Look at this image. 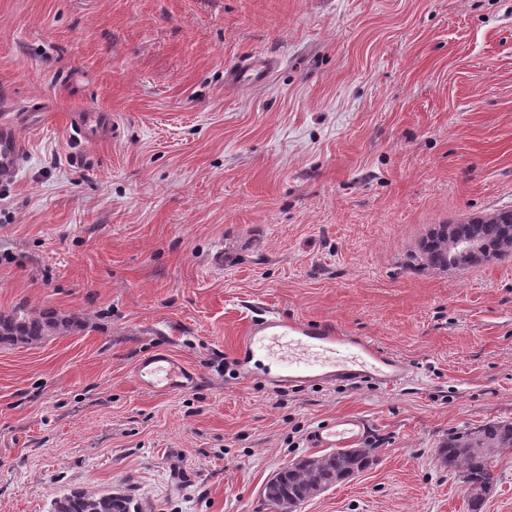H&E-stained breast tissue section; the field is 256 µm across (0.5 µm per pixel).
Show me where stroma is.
Instances as JSON below:
<instances>
[{"instance_id":"obj_1","label":"stroma","mask_w":512,"mask_h":512,"mask_svg":"<svg viewBox=\"0 0 512 512\" xmlns=\"http://www.w3.org/2000/svg\"><path fill=\"white\" fill-rule=\"evenodd\" d=\"M273 68L232 87L246 56ZM110 111L93 146L69 116ZM0 311L85 329L0 344V512L73 490L152 512H267L263 484L337 416L367 470L298 512H469L449 433L512 423V256L419 270L441 224L512 208V0H0ZM410 365L387 388L238 366L251 307ZM165 350L199 376L135 378ZM25 146L15 122L0 119V176L10 177L19 169ZM139 384L153 392H183L193 389L198 375L165 351H158L137 366Z\"/></svg>"}]
</instances>
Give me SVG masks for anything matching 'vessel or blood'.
<instances>
[{
  "instance_id": "b4317fda",
  "label": "vessel or blood",
  "mask_w": 512,
  "mask_h": 512,
  "mask_svg": "<svg viewBox=\"0 0 512 512\" xmlns=\"http://www.w3.org/2000/svg\"><path fill=\"white\" fill-rule=\"evenodd\" d=\"M271 69L268 60L254 56L238 61L226 73L231 84L264 81ZM90 143L112 139V115L87 109L70 115ZM25 146L15 122L0 119V176L10 177L19 169ZM236 352L241 360L266 358L275 372L272 382L302 385L308 382L341 380L354 385L369 377L385 386L401 384L409 371L401 357L385 352L372 338L358 336L329 323L289 319L279 313L257 309L250 316ZM139 384L153 392H183L193 389L198 375L167 352H156L137 366ZM369 429L359 416H343L317 427L311 443L317 448H349L361 441Z\"/></svg>"
}]
</instances>
